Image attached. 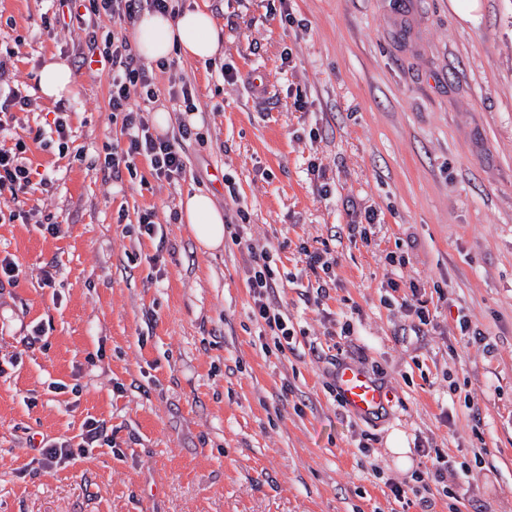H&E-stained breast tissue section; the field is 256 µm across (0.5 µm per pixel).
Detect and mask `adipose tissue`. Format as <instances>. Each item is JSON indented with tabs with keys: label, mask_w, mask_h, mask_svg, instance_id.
<instances>
[{
	"label": "adipose tissue",
	"mask_w": 512,
	"mask_h": 512,
	"mask_svg": "<svg viewBox=\"0 0 512 512\" xmlns=\"http://www.w3.org/2000/svg\"><path fill=\"white\" fill-rule=\"evenodd\" d=\"M132 39L139 55L150 62L168 59L175 53L205 61L219 54L223 36L212 15L196 9L184 11L175 18L143 13L133 29ZM180 209L182 220L202 247L209 250L222 247L224 214L210 194H185Z\"/></svg>",
	"instance_id": "ef3b65f1"
}]
</instances>
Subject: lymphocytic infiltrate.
<instances>
[{"mask_svg":"<svg viewBox=\"0 0 512 512\" xmlns=\"http://www.w3.org/2000/svg\"><path fill=\"white\" fill-rule=\"evenodd\" d=\"M174 0H61L69 17L79 23L85 34L86 53L80 54L81 64L91 63L93 57L112 67L109 91V107L120 113L122 125L128 135L126 149L112 151L105 158L113 173L133 170L134 160L139 156L149 157L157 178L170 180L181 176L185 162L181 151L170 141L153 136L146 128L140 115L141 107L133 103L131 91L141 88L146 98L154 96V75L152 70L140 64L126 36L112 31L100 34L98 25L89 24V16L104 17L107 20H131L142 11L174 13ZM22 145L0 148V194L10 193L19 198L33 191L34 187L48 188L52 181L48 176L33 180ZM249 267L246 284L253 300L252 313L262 321L272 335L289 337L291 330L280 310L277 300V278L268 260L267 253L249 251Z\"/></svg>","mask_w":512,"mask_h":512,"instance_id":"lymphocytic-infiltrate-1","label":"lymphocytic infiltrate"}]
</instances>
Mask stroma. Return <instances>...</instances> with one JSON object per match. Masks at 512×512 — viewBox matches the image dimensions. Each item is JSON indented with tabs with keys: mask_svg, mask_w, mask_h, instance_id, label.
Instances as JSON below:
<instances>
[{
	"mask_svg": "<svg viewBox=\"0 0 512 512\" xmlns=\"http://www.w3.org/2000/svg\"><path fill=\"white\" fill-rule=\"evenodd\" d=\"M449 2L179 0L212 14L224 47L155 72L143 120L169 112L186 163L167 181L141 156L133 177L105 167L127 135L58 0H0V97L30 101L0 144L24 142L53 180L0 196V258L17 264L0 285V512H512V0H480L474 22ZM50 60L75 85L45 102ZM181 81L194 112L170 94ZM190 191L246 214L288 345L252 314L233 228L208 251L178 220ZM369 211L368 238L350 236ZM317 249L334 262L323 298ZM345 363L391 407L348 413ZM90 418L101 445L46 467L41 439L79 444ZM438 455L445 480L423 487Z\"/></svg>",
	"mask_w": 512,
	"mask_h": 512,
	"instance_id": "stroma-1",
	"label": "stroma"
}]
</instances>
